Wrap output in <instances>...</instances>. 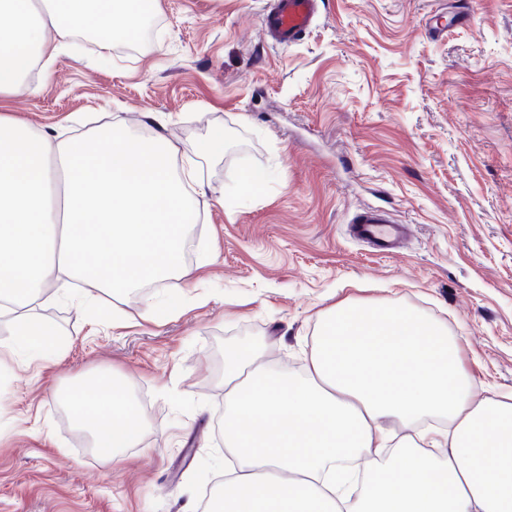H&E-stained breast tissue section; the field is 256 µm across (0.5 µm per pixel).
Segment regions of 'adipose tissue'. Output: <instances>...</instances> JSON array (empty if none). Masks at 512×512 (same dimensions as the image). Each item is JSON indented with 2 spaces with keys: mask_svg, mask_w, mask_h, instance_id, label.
<instances>
[{
  "mask_svg": "<svg viewBox=\"0 0 512 512\" xmlns=\"http://www.w3.org/2000/svg\"><path fill=\"white\" fill-rule=\"evenodd\" d=\"M157 0H0V96L31 92L78 32L100 59ZM55 136L0 114V313L17 345L59 346L35 308L49 285L77 280L118 296L183 264L192 163L162 133ZM105 458L144 424L111 373L66 389ZM409 448L386 462V422ZM224 447L234 461L213 512H512V399L476 404L446 329L405 308L340 303L316 329L304 375L224 350Z\"/></svg>",
  "mask_w": 512,
  "mask_h": 512,
  "instance_id": "1",
  "label": "adipose tissue"
}]
</instances>
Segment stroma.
<instances>
[{
    "instance_id": "35a3bbf8",
    "label": "stroma",
    "mask_w": 512,
    "mask_h": 512,
    "mask_svg": "<svg viewBox=\"0 0 512 512\" xmlns=\"http://www.w3.org/2000/svg\"><path fill=\"white\" fill-rule=\"evenodd\" d=\"M271 0H158L139 40L99 63L78 42L35 93L0 110L62 137L102 124L163 131L197 167L207 203L186 277L115 296L104 319L39 308L50 360L0 353V512H202L224 482L231 345L303 373L322 314L382 302L442 324L473 402L512 393V0H322L294 44L267 41ZM448 15L438 34L429 21ZM223 128L224 153L203 144ZM262 173L261 189L238 193ZM409 225L401 252L350 239L359 207ZM125 378L145 432L87 455L65 385Z\"/></svg>"
}]
</instances>
